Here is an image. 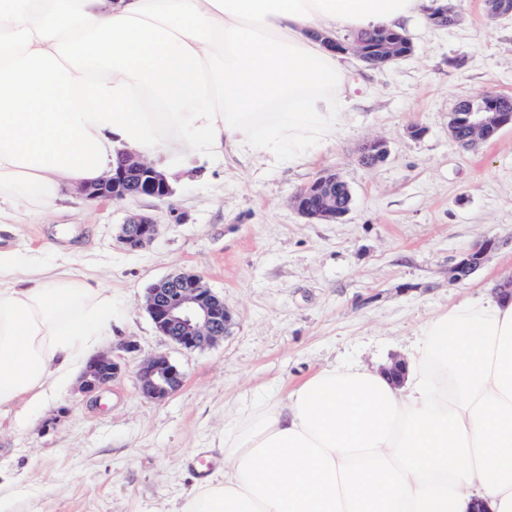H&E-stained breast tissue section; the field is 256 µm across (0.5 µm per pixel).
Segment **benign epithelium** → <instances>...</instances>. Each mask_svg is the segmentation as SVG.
<instances>
[{
    "instance_id": "benign-epithelium-1",
    "label": "benign epithelium",
    "mask_w": 512,
    "mask_h": 512,
    "mask_svg": "<svg viewBox=\"0 0 512 512\" xmlns=\"http://www.w3.org/2000/svg\"><path fill=\"white\" fill-rule=\"evenodd\" d=\"M429 20L438 28H446L455 22V16L448 6L441 5L430 9ZM329 46L339 54L353 53L371 68L381 61L402 60L413 52L412 42L406 35L389 29H382L371 38L357 35L350 43L331 40ZM505 127H512V109L505 104V95L488 91L478 100V105L462 103L458 106L450 124V134L456 143L471 149ZM386 156V142L372 139L363 145L360 161L367 167H375ZM81 192L90 200L108 199L120 203L150 198L164 204L173 189L167 177L151 162L121 151L112 174L82 187ZM352 202L348 184L333 171L322 173L293 198L300 215L327 222L346 216ZM158 233L159 224L153 217L132 214L120 225L118 238L127 250L135 252L152 244ZM497 246L496 240L488 238L459 255L449 269L450 281L467 280ZM144 306L156 331L186 350L203 349L224 339L232 321L224 306V298L209 288L201 275L190 270L153 284L146 293ZM122 370L118 357L101 354L90 358L82 375L83 391L97 393ZM137 377L141 395L155 402L165 401L181 386L183 379L178 367L165 355L141 361L137 365Z\"/></svg>"
}]
</instances>
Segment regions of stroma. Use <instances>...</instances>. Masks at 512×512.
I'll return each instance as SVG.
<instances>
[{
    "instance_id": "stroma-1",
    "label": "stroma",
    "mask_w": 512,
    "mask_h": 512,
    "mask_svg": "<svg viewBox=\"0 0 512 512\" xmlns=\"http://www.w3.org/2000/svg\"><path fill=\"white\" fill-rule=\"evenodd\" d=\"M448 6V28L424 17L406 26L414 50L402 61L370 70L345 56L350 116L306 161L205 158L174 173L168 204L75 191L53 214L0 227L1 248L111 288L115 324L98 351L125 364L99 397L76 377L25 428L0 418V512H179L198 462L223 470L224 416L237 405L284 396L290 382L332 363L382 367L404 355L421 323L512 271V129L472 149L449 133L461 101L512 95V15L488 20L485 0ZM414 125L421 136L410 135ZM373 137L386 140L388 156L369 168L359 154ZM326 170L354 196L332 224L292 205ZM173 210L182 223H171ZM131 212L162 225L138 252L117 239ZM487 238L498 248L469 279L450 282L454 259ZM183 269L201 274L232 315L229 335L203 350L168 342L143 306L150 285ZM128 342L136 349L126 354ZM157 354L183 374L162 403L142 397L136 374Z\"/></svg>"
}]
</instances>
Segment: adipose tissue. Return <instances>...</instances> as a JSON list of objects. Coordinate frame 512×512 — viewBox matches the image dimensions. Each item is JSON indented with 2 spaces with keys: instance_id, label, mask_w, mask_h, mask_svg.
<instances>
[{
  "instance_id": "1",
  "label": "adipose tissue",
  "mask_w": 512,
  "mask_h": 512,
  "mask_svg": "<svg viewBox=\"0 0 512 512\" xmlns=\"http://www.w3.org/2000/svg\"><path fill=\"white\" fill-rule=\"evenodd\" d=\"M430 0H0V219L53 212L129 147L156 167L301 161L347 120L339 31ZM112 293L0 249V415L23 427L85 365ZM393 383L325 367L224 421V473L179 512H512V297L421 324Z\"/></svg>"
}]
</instances>
